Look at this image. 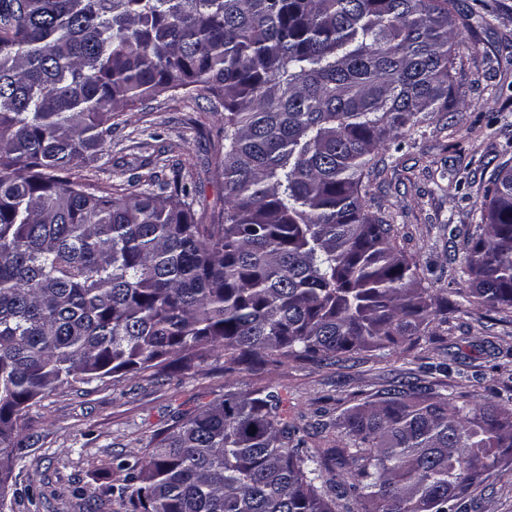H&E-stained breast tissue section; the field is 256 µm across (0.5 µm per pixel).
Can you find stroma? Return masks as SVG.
<instances>
[{
  "mask_svg": "<svg viewBox=\"0 0 512 512\" xmlns=\"http://www.w3.org/2000/svg\"><path fill=\"white\" fill-rule=\"evenodd\" d=\"M459 7L468 25L458 32L467 47L456 64L455 105L403 129L367 178L369 210L392 224L423 287L448 298V321L383 360L360 352L237 376V390L259 383L286 396L308 447H334L333 430L316 431V423L330 424L395 381L418 378L460 401L512 390V313L458 299L466 276L450 246L451 228L473 224L490 172L512 163V0H459ZM219 127L206 92L164 93L123 113L98 161L78 173L125 182L154 171L161 181H181L207 223L223 205L213 167ZM223 396L220 358L159 377L131 372L57 388L26 411L28 450L11 473L12 512H89L97 502L103 512H125L111 495L119 462L142 456L178 413ZM464 512H512V454L467 495Z\"/></svg>",
  "mask_w": 512,
  "mask_h": 512,
  "instance_id": "35a3bbf8",
  "label": "stroma"
}]
</instances>
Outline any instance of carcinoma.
<instances>
[{"label":"carcinoma","instance_id":"cac0c4a2","mask_svg":"<svg viewBox=\"0 0 512 512\" xmlns=\"http://www.w3.org/2000/svg\"><path fill=\"white\" fill-rule=\"evenodd\" d=\"M456 0H0V510L21 421L72 382L224 357V400L122 462L129 512H460L512 452V409L433 385L370 395L308 448L288 399L237 374L413 345L448 321L366 167L454 103ZM209 93L218 219L179 181L70 173L120 113ZM467 303L512 308V166L462 255Z\"/></svg>","mask_w":512,"mask_h":512}]
</instances>
